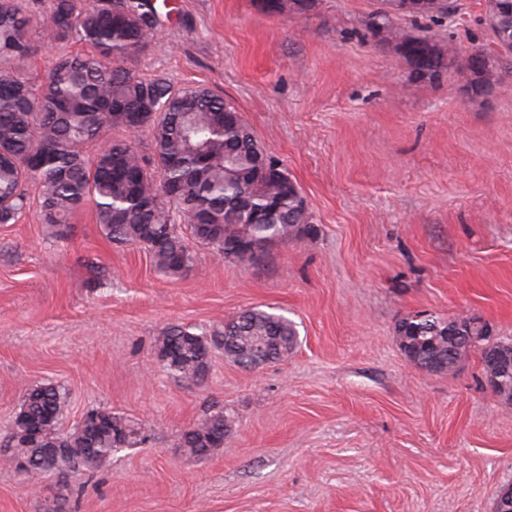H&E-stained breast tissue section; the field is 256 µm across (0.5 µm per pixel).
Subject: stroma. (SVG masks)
Instances as JSON below:
<instances>
[{"label":"stroma","mask_w":512,"mask_h":512,"mask_svg":"<svg viewBox=\"0 0 512 512\" xmlns=\"http://www.w3.org/2000/svg\"><path fill=\"white\" fill-rule=\"evenodd\" d=\"M173 3L125 68L232 101L315 232L253 264L193 241V266L168 276L107 240L89 205L64 239L34 210L0 224V442L47 382L65 393L62 429L109 408L150 435L75 480L34 487L0 462V512H493L512 487V402L479 352L452 374L416 368L396 326L468 313L512 338V71L472 99L450 76L414 80L365 33L375 0H319L307 16ZM458 5L454 45L494 55L485 0ZM258 305L296 323L288 359L246 370L217 351L197 385L160 367L170 327ZM216 410L231 419L223 448L182 455V432Z\"/></svg>","instance_id":"1"}]
</instances>
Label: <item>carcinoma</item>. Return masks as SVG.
I'll list each match as a JSON object with an SVG mask.
<instances>
[{
	"label": "carcinoma",
	"mask_w": 512,
	"mask_h": 512,
	"mask_svg": "<svg viewBox=\"0 0 512 512\" xmlns=\"http://www.w3.org/2000/svg\"><path fill=\"white\" fill-rule=\"evenodd\" d=\"M366 32L395 51L421 41L431 63L416 79L431 83L443 75L462 85L492 86L496 64L512 61V0H486L481 23L496 46V57L475 73L468 58L431 31L414 34L402 21L423 19L448 25L457 0H417L413 11L396 14L399 0H378ZM319 0H262L271 13L308 15ZM160 23L149 0H43L32 14L26 0H0V224H14L35 206L43 223L59 237L70 232V218L87 203L107 238L148 250L157 271L179 275L193 254L174 224L172 209L185 215L193 239L221 259L256 263L267 249L313 231L303 195L281 164L275 180L260 168L264 150L247 122H224L236 107L205 87H182L163 76L137 78L116 63L145 52ZM73 40L87 47L56 58L46 83L37 85L28 67L37 53ZM142 114L152 132L151 156L128 138L112 139L89 158L85 148L112 127L128 130L123 113ZM142 174L136 185L112 178V167ZM35 183L37 196L25 186ZM461 326L469 336L490 334L465 316L445 320L434 313L401 319L396 327L407 360L430 373L452 372L472 350L481 354L484 374L495 373L485 342L463 346L450 337ZM299 332L287 316L261 306L244 310L224 324L200 333L176 326L155 341L156 358L175 379L197 384L207 373L212 350L245 369L267 358H288ZM63 402L53 383L28 388L10 422L8 460L26 462L36 480L62 471L86 474L101 468L116 452L141 447L143 424L123 413L96 408L69 431L61 430ZM224 411L210 413L185 430L183 454L204 457L224 447L229 432Z\"/></svg>",
	"instance_id": "cac0c4a2"
}]
</instances>
